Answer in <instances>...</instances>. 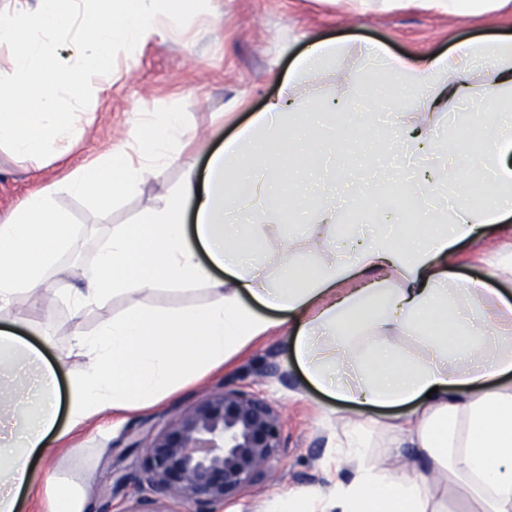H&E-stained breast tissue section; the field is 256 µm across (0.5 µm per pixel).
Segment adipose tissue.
<instances>
[{
  "label": "adipose tissue",
  "instance_id": "1",
  "mask_svg": "<svg viewBox=\"0 0 512 512\" xmlns=\"http://www.w3.org/2000/svg\"><path fill=\"white\" fill-rule=\"evenodd\" d=\"M212 28L192 0H0V149L21 161L66 154L93 120L92 101L143 45L179 38L189 22ZM358 53L362 73L341 78L334 104L315 111L296 94L309 76ZM481 81H473L474 73ZM395 102L391 128L370 142L365 112L348 105ZM478 109L455 135L435 128L449 102ZM512 38L458 43L410 60L381 45L327 40L301 54L280 93L234 139L213 151L204 174L178 188L136 228H117L81 286L65 301L91 310L117 292L203 281L214 297L176 309L133 308L76 337L88 360L71 383L68 417L78 424L117 408H146L220 365L274 324L294 320V357L330 397L397 408L394 448L411 444L475 512H512V300L490 286L512 280V255L489 262L485 280L446 266L455 247L512 219ZM334 119L328 142L308 138L315 114ZM179 108L136 114L124 145L37 192L0 221V306L38 293L72 243L54 197L95 199L108 211L182 153ZM346 188L348 210L330 192ZM396 208L379 210L386 197ZM300 211L305 227L286 224ZM226 271L213 279L212 269ZM361 278L356 288L346 281ZM21 413L0 441V512H18L34 456L47 455L58 423L56 370L39 348L0 326V403ZM374 433L337 438L351 477L314 489L278 512H447L418 473L374 465Z\"/></svg>",
  "mask_w": 512,
  "mask_h": 512
}]
</instances>
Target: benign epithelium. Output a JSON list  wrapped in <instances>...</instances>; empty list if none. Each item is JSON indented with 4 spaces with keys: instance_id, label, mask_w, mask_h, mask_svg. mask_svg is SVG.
Listing matches in <instances>:
<instances>
[{
    "instance_id": "1",
    "label": "benign epithelium",
    "mask_w": 512,
    "mask_h": 512,
    "mask_svg": "<svg viewBox=\"0 0 512 512\" xmlns=\"http://www.w3.org/2000/svg\"><path fill=\"white\" fill-rule=\"evenodd\" d=\"M282 448L278 411L259 395L224 390L200 399L150 436L144 481L162 498L213 512L261 482Z\"/></svg>"
}]
</instances>
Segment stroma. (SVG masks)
I'll return each mask as SVG.
<instances>
[{"label":"stroma","mask_w":512,"mask_h":512,"mask_svg":"<svg viewBox=\"0 0 512 512\" xmlns=\"http://www.w3.org/2000/svg\"><path fill=\"white\" fill-rule=\"evenodd\" d=\"M219 24H190L191 48L170 39L155 40L138 52L131 68L122 70L108 96L94 103L95 118L85 135L62 159L46 163L14 160L0 150V217H8L29 195L63 180L74 168L99 158L122 143L136 112L180 106L187 146L179 161L148 176L138 189L101 221L87 199L57 195L56 205L77 234L52 278V287L21 298L16 308L26 319L21 335L57 366L58 427L62 437L50 438L55 452L49 465L34 461L40 480L60 477L86 485L90 512H132L138 500L151 498L143 480V449L137 441L148 430L162 428L172 417L202 397L227 388L266 398L282 418V442L267 477L234 500L214 505V512H274L282 499L348 480L350 470L336 461V435L344 424L371 423L378 442L373 462L397 473L416 468L428 483L437 476L417 449L396 455L388 451V410L333 400L312 386L299 369L291 349L293 330L275 328L223 366L153 407L98 415L70 428L65 406L71 381L79 378L86 359L72 350V339L98 323L135 307L176 309L200 306L213 298L203 283L141 294H117L83 315L73 314L55 291L71 287L72 271L96 256L117 227H136L182 181L187 166L203 169L210 154L250 123L276 97L294 59L310 42L328 38L373 40L389 52L418 59L448 51L463 38L512 36V4L454 20L429 9L424 0H374L366 13L350 0H207ZM354 56L341 58L335 73L317 75L298 86L301 97L321 105L336 96L341 73L354 70ZM505 240L487 233L474 244H459L450 267L459 279L486 275L485 258Z\"/></svg>","instance_id":"35a3bbf8"}]
</instances>
